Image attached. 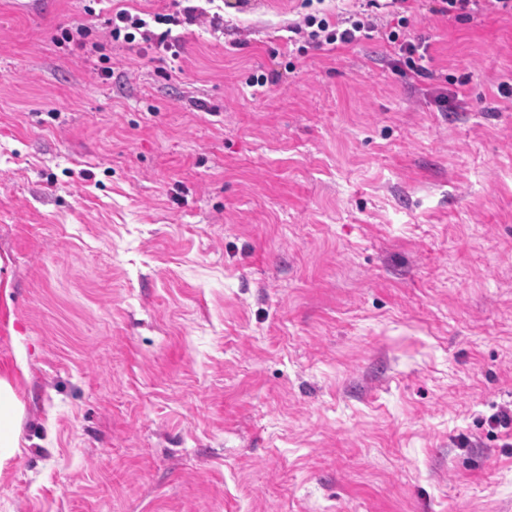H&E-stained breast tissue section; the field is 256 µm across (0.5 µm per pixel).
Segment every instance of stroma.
<instances>
[{
  "label": "stroma",
  "instance_id": "obj_1",
  "mask_svg": "<svg viewBox=\"0 0 512 512\" xmlns=\"http://www.w3.org/2000/svg\"><path fill=\"white\" fill-rule=\"evenodd\" d=\"M222 7L173 63L57 41L172 0H0V512H512V16ZM366 11L350 13L345 17L337 15L334 22L331 20L332 15L325 14L319 18L308 14L301 21L288 25V32L293 34L288 36V41L293 44H313L316 47L332 46L330 49L358 43L378 30L376 15ZM344 25L347 26L342 28ZM315 26L316 29H313ZM400 59L399 62L403 63L412 70L417 76L425 77L430 76V71L426 66L427 48L415 39H404L398 48ZM21 404L10 378L0 375V468L20 448Z\"/></svg>",
  "mask_w": 512,
  "mask_h": 512
}]
</instances>
